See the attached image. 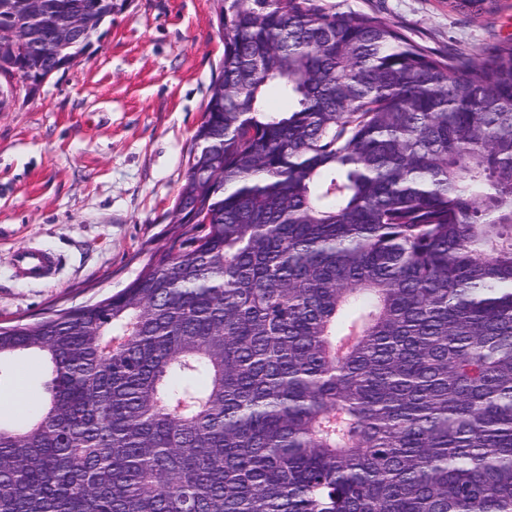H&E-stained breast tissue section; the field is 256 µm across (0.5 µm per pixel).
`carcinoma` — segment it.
Returning a JSON list of instances; mask_svg holds the SVG:
<instances>
[{"label": "carcinoma", "instance_id": "obj_1", "mask_svg": "<svg viewBox=\"0 0 512 512\" xmlns=\"http://www.w3.org/2000/svg\"><path fill=\"white\" fill-rule=\"evenodd\" d=\"M4 1L2 77L66 71L119 9ZM223 2L165 244L0 327L47 366L0 422V512H512V38Z\"/></svg>", "mask_w": 512, "mask_h": 512}]
</instances>
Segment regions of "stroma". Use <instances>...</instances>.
I'll list each match as a JSON object with an SVG mask.
<instances>
[{
  "mask_svg": "<svg viewBox=\"0 0 512 512\" xmlns=\"http://www.w3.org/2000/svg\"><path fill=\"white\" fill-rule=\"evenodd\" d=\"M328 2L442 52L512 38V0L476 17L448 0ZM223 50L214 0H123L71 68L0 100V325L136 278L164 242ZM27 247L57 255L50 278L15 275L12 257Z\"/></svg>",
  "mask_w": 512,
  "mask_h": 512,
  "instance_id": "obj_1",
  "label": "stroma"
}]
</instances>
